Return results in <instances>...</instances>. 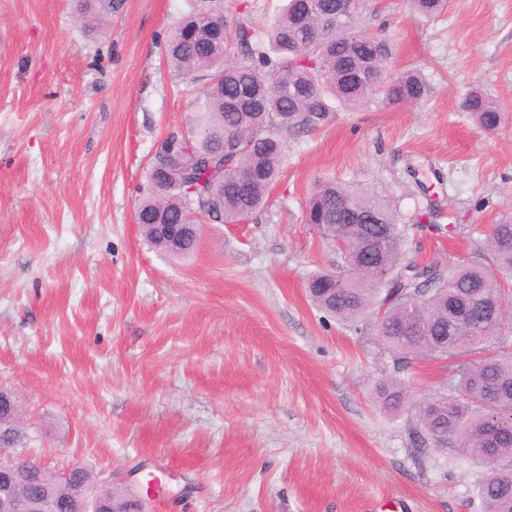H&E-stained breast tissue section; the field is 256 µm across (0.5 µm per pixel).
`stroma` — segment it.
Returning <instances> with one entry per match:
<instances>
[{
    "mask_svg": "<svg viewBox=\"0 0 512 512\" xmlns=\"http://www.w3.org/2000/svg\"><path fill=\"white\" fill-rule=\"evenodd\" d=\"M75 2L0 0V389L28 456L155 480L148 512H483L484 465L414 444L417 405L454 389L445 361L399 359L372 319L312 304L307 278L337 258L304 213L318 181L353 183L389 200L406 261L491 263L512 213V0H450L432 22L370 0L363 27L430 96L287 136L268 208L204 222L186 258L134 210L157 144L196 115L165 51L207 0H121L94 31ZM476 88L510 122L476 126ZM407 391L402 383L395 380H387L379 386V399L382 405L390 409H397L404 404Z\"/></svg>",
    "mask_w": 512,
    "mask_h": 512,
    "instance_id": "1",
    "label": "stroma"
}]
</instances>
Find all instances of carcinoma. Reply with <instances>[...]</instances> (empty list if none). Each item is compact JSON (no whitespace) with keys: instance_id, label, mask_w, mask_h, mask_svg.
Listing matches in <instances>:
<instances>
[{"instance_id":"obj_1","label":"carcinoma","mask_w":512,"mask_h":512,"mask_svg":"<svg viewBox=\"0 0 512 512\" xmlns=\"http://www.w3.org/2000/svg\"><path fill=\"white\" fill-rule=\"evenodd\" d=\"M185 17L170 34L166 62L195 86L204 110L186 134L172 133L148 166L149 188L136 204L144 239L167 251L156 224H199L209 217L240 224L267 205L282 169L284 137L313 130L338 111L423 100L421 70H388L386 42L359 20L368 0H312L301 10L285 0L274 26L263 30L245 9L232 27L224 0ZM411 12L434 19L448 0H408ZM82 14L112 15L119 0H79ZM465 108L486 131L503 113L486 94L471 91ZM322 225L342 276L308 278L313 304L336 320L374 318L379 336L403 354L431 353L435 343L464 398L445 393L420 415L437 444L480 461L488 442L496 462L480 487L484 512H512V352L493 348L512 317V216L494 224L487 248L494 268L468 262L448 268L401 263L404 231L387 200L335 180L316 184L306 214ZM402 383L379 386L382 405L404 404Z\"/></svg>"}]
</instances>
